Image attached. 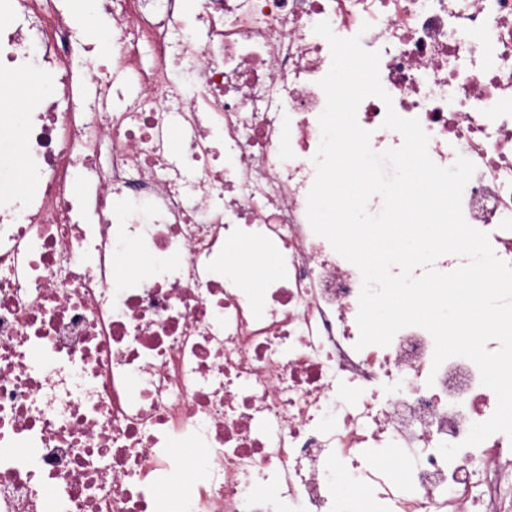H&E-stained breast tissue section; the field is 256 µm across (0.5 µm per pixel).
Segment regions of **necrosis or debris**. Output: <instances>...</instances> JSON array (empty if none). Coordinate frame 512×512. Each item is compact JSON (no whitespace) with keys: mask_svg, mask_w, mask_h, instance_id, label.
<instances>
[{"mask_svg":"<svg viewBox=\"0 0 512 512\" xmlns=\"http://www.w3.org/2000/svg\"><path fill=\"white\" fill-rule=\"evenodd\" d=\"M145 2L102 0L78 93L54 0H0V69L37 102L0 113V512H157L167 482L175 512H512V439L463 444L497 407L477 365L433 367L419 326L357 348L360 272L306 216L326 21L380 54L372 150L402 143L391 106L437 165L471 160L463 215L512 264V0H198L194 30ZM257 239L260 303L216 263Z\"/></svg>","mask_w":512,"mask_h":512,"instance_id":"necrosis-or-debris-1","label":"necrosis or debris"}]
</instances>
